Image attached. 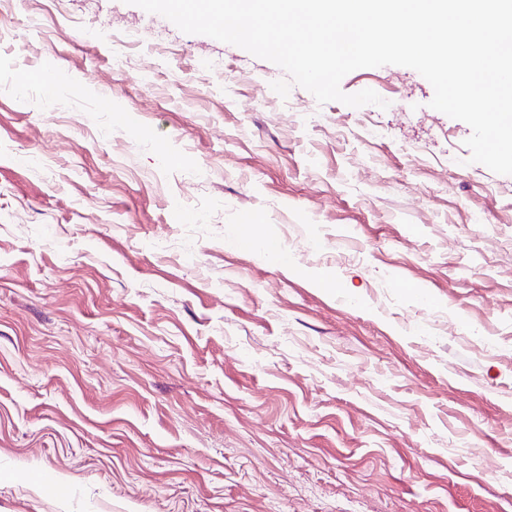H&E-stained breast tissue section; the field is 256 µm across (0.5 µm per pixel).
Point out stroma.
Here are the masks:
<instances>
[{
  "label": "stroma",
  "mask_w": 512,
  "mask_h": 512,
  "mask_svg": "<svg viewBox=\"0 0 512 512\" xmlns=\"http://www.w3.org/2000/svg\"><path fill=\"white\" fill-rule=\"evenodd\" d=\"M286 77L0 0V512H512V175L411 68Z\"/></svg>",
  "instance_id": "1"
}]
</instances>
